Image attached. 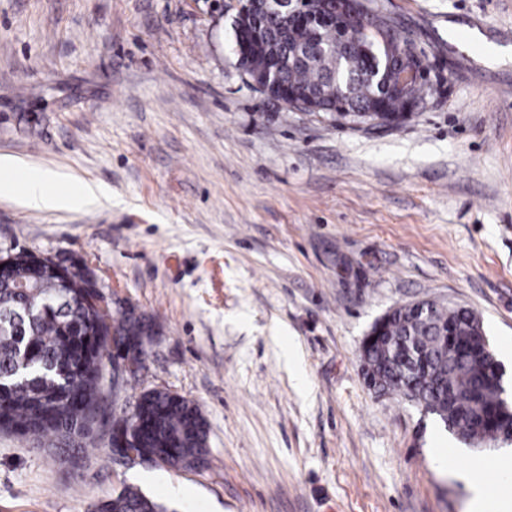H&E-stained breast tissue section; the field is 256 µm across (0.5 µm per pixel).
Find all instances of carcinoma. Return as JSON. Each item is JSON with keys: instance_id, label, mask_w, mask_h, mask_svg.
<instances>
[{"instance_id": "cac0c4a2", "label": "carcinoma", "mask_w": 512, "mask_h": 512, "mask_svg": "<svg viewBox=\"0 0 512 512\" xmlns=\"http://www.w3.org/2000/svg\"><path fill=\"white\" fill-rule=\"evenodd\" d=\"M249 22L235 44L250 65L278 71L275 92L313 94L336 121L395 127L413 116L392 91L403 66L421 47L398 19L386 13L385 43L372 34L349 39L339 23H300L286 14L248 8ZM86 276L65 268L53 276L46 265L19 254L0 269V430L23 437L88 436L95 417L122 429L144 424L135 451L154 466L208 463L207 425L198 406L167 390L150 389L133 410L113 406L103 392V357L150 328L142 317L101 305L85 288ZM29 305L35 317L21 327L11 314ZM96 349L84 351L82 337ZM494 354L479 316L469 308L434 301L404 304L378 320L362 345L365 381L382 394L437 407L445 428L461 442L484 448L508 438L512 404L489 376ZM93 512H172L126 486L94 504Z\"/></svg>"}]
</instances>
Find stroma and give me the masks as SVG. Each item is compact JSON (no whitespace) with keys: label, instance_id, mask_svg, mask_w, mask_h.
Here are the masks:
<instances>
[{"label":"stroma","instance_id":"35a3bbf8","mask_svg":"<svg viewBox=\"0 0 512 512\" xmlns=\"http://www.w3.org/2000/svg\"><path fill=\"white\" fill-rule=\"evenodd\" d=\"M443 92L403 126L269 103L232 51L239 0H0V155L98 204L0 196V254L97 277L151 324L118 405L165 389L208 429L196 471L128 466L108 433L0 431V512H90L131 485L176 512H468L437 459L476 450L369 390L362 343L419 300L481 318L512 400V0H382Z\"/></svg>","mask_w":512,"mask_h":512}]
</instances>
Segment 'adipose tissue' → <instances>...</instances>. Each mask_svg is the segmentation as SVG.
<instances>
[{"mask_svg":"<svg viewBox=\"0 0 512 512\" xmlns=\"http://www.w3.org/2000/svg\"><path fill=\"white\" fill-rule=\"evenodd\" d=\"M56 174L43 171H24L13 158L0 156V195L19 196L22 201L35 209H60L73 204H91L97 199L92 188L81 189L78 196H71L56 187ZM469 492L470 512H512V493H492L484 481L474 472L461 473Z\"/></svg>","mask_w":512,"mask_h":512,"instance_id":"adipose-tissue-1","label":"adipose tissue"}]
</instances>
